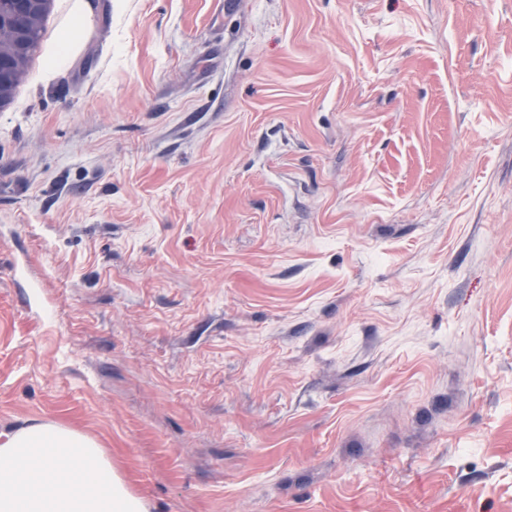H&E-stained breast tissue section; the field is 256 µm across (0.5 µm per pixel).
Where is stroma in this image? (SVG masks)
Returning <instances> with one entry per match:
<instances>
[{
	"mask_svg": "<svg viewBox=\"0 0 512 512\" xmlns=\"http://www.w3.org/2000/svg\"><path fill=\"white\" fill-rule=\"evenodd\" d=\"M0 109V433L150 512H512V0H85ZM85 20V13L78 7L73 14L71 29L61 35L53 55L48 59L45 67V76L52 79L64 66H66L72 55L79 27Z\"/></svg>",
	"mask_w": 512,
	"mask_h": 512,
	"instance_id": "obj_1",
	"label": "stroma"
}]
</instances>
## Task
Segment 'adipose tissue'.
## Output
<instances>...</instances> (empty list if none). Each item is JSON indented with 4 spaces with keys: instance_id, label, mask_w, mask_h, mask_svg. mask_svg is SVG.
<instances>
[{
    "instance_id": "adipose-tissue-1",
    "label": "adipose tissue",
    "mask_w": 512,
    "mask_h": 512,
    "mask_svg": "<svg viewBox=\"0 0 512 512\" xmlns=\"http://www.w3.org/2000/svg\"><path fill=\"white\" fill-rule=\"evenodd\" d=\"M0 512H150L92 436L56 422L0 435Z\"/></svg>"
}]
</instances>
